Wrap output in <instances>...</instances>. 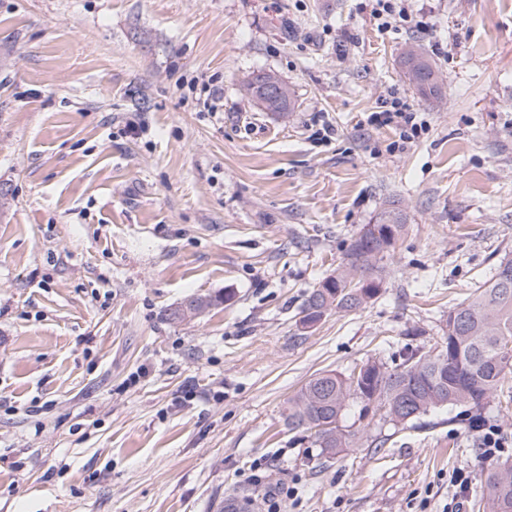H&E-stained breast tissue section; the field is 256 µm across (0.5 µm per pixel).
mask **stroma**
<instances>
[{"label":"stroma","instance_id":"stroma-1","mask_svg":"<svg viewBox=\"0 0 512 512\" xmlns=\"http://www.w3.org/2000/svg\"><path fill=\"white\" fill-rule=\"evenodd\" d=\"M372 6L0 0V512H264L263 466L287 512H479L489 464L459 409L396 425L352 404L363 436L331 460L285 421L321 371L434 350L512 258V0H428L421 29ZM411 44L440 97L403 76ZM259 71L292 111L257 109ZM394 96L427 128L390 152L398 130L367 119ZM390 199L408 221L379 294L302 327ZM479 413L512 442V372ZM408 49L403 53L400 58V66L404 73V76L409 79L410 82L417 86L418 92L425 98H436L441 94V85L437 79V75L433 69L432 64L427 59L426 55L422 51V49L417 45H410L407 47ZM417 58L418 60L422 59L425 63L424 69L425 73L418 80H413L407 74V67L412 61ZM405 70V72H404ZM406 78V79H407Z\"/></svg>","mask_w":512,"mask_h":512}]
</instances>
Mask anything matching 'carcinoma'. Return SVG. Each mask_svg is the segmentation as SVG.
I'll use <instances>...</instances> for the list:
<instances>
[{"label": "carcinoma", "instance_id": "cac0c4a2", "mask_svg": "<svg viewBox=\"0 0 512 512\" xmlns=\"http://www.w3.org/2000/svg\"><path fill=\"white\" fill-rule=\"evenodd\" d=\"M425 73L414 84L425 98L441 85L422 49L410 45L400 58L405 70L414 59ZM407 224L397 201H387L365 237L352 240L346 261L307 294L300 323L311 327L329 311H352L368 303L381 287L386 252ZM512 371V259H503L493 277L459 306L448 311L446 336L435 352H412L393 369L368 360L358 376L324 371L310 378L288 400V429L308 432L320 455L332 459L353 444L357 432L342 425L349 403L384 410L390 421L406 424L444 406L480 407ZM483 512H512V467L488 470L481 493Z\"/></svg>", "mask_w": 512, "mask_h": 512}]
</instances>
